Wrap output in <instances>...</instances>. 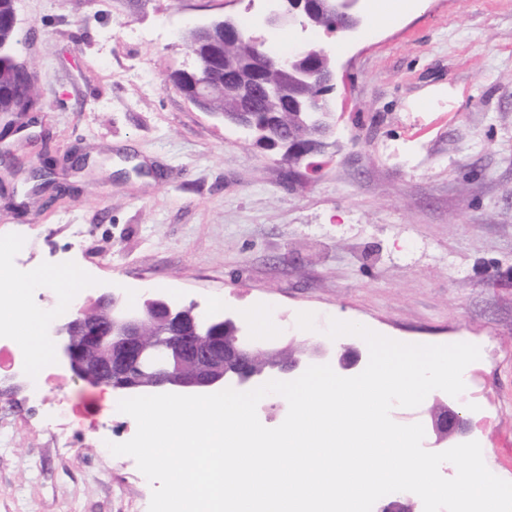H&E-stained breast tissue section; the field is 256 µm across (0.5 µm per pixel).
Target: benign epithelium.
<instances>
[{
    "mask_svg": "<svg viewBox=\"0 0 512 512\" xmlns=\"http://www.w3.org/2000/svg\"><path fill=\"white\" fill-rule=\"evenodd\" d=\"M356 3L357 0H275L264 10L262 24L274 29L296 22L302 33L299 42L281 55L266 53L261 38L241 27L232 15L197 27L204 54L195 57L191 70L177 71L181 77L190 74L196 78L189 100L207 111V81L203 76L220 69L232 95V110L225 113V119L233 125L243 129L253 125L259 101L273 93L283 97L288 107L302 108L315 118L317 142L312 150L295 145L293 133L283 128L272 130L262 149L278 147L283 158L295 154L302 161L328 147L340 148L336 127L322 124V117L332 111L336 70L317 67L316 61L328 54L307 34L308 26L315 24L318 15L327 19L330 34L356 29ZM241 41L251 43L253 49L246 70L219 51L221 45ZM271 70L286 78L288 90L268 87L264 74ZM310 83L317 87L313 95L305 92ZM92 305V316L86 314L85 304L77 302L64 318L51 323L48 336L54 359L74 380L92 387H109L122 398L163 393L211 394L226 388L244 392L270 380L286 381L319 362H334L339 371L349 372L362 359L357 349L338 355L326 343L318 342L304 355L285 360L281 348L242 336L234 319L201 314L194 302L184 308L154 291H146L137 308L126 306L112 288L100 292ZM226 326L234 328L229 342L223 336ZM463 403L462 397L443 403L431 416L437 442L452 441L470 432V420L461 409Z\"/></svg>",
    "mask_w": 512,
    "mask_h": 512,
    "instance_id": "7a95c632",
    "label": "benign epithelium"
}]
</instances>
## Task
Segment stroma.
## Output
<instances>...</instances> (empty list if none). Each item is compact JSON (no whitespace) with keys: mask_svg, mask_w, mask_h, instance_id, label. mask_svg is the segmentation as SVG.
<instances>
[{"mask_svg":"<svg viewBox=\"0 0 512 512\" xmlns=\"http://www.w3.org/2000/svg\"><path fill=\"white\" fill-rule=\"evenodd\" d=\"M359 0L353 33H311L342 75V149L291 165L198 109L170 78L192 26L228 0H15L16 52L41 74L26 130L0 126V238L17 282L69 267L137 305L269 315L276 344L324 338L330 319L411 344L471 343L466 398L486 467L512 481V0ZM0 401V512H148L152 486L109 443L137 427L117 396L56 369ZM71 396L78 428L50 431Z\"/></svg>","mask_w":512,"mask_h":512,"instance_id":"obj_1","label":"stroma"}]
</instances>
